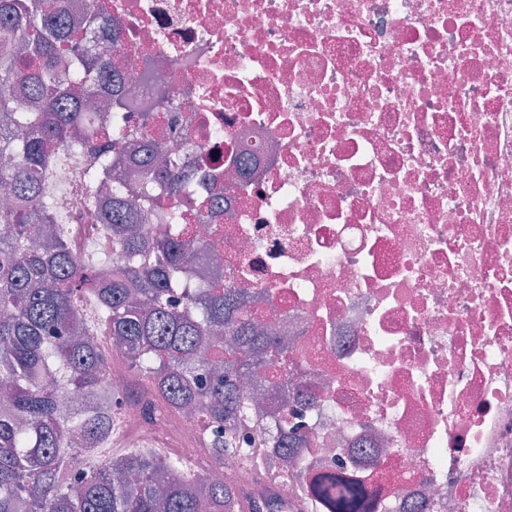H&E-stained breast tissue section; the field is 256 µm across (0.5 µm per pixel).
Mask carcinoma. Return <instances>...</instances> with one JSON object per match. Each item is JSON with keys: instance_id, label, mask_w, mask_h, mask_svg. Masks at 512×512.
I'll return each mask as SVG.
<instances>
[{"instance_id": "obj_1", "label": "carcinoma", "mask_w": 512, "mask_h": 512, "mask_svg": "<svg viewBox=\"0 0 512 512\" xmlns=\"http://www.w3.org/2000/svg\"><path fill=\"white\" fill-rule=\"evenodd\" d=\"M120 27L98 12L74 15L65 0H0V512H259L230 485L210 484L177 455L105 447L120 392L101 385L107 335L146 395L171 413L193 408L205 422L202 440L215 460L239 457L272 469L271 454L244 448L239 426L254 401L241 385L286 391L303 387L288 371L287 349L273 328H259L234 288L184 284L187 265L214 244L189 233L176 211L142 209L147 196L127 184L112 149L149 142L142 159L146 185L182 190L183 172L168 154L157 118L128 128L112 123L102 84L116 67ZM108 115L93 129L88 105ZM61 151L82 164L84 202L109 195L104 213L112 249L74 253L50 181ZM211 358L199 359L202 348ZM301 443L285 430L266 444L292 458ZM86 469L71 465L75 453ZM331 512H361L363 484L342 475L317 477Z\"/></svg>"}]
</instances>
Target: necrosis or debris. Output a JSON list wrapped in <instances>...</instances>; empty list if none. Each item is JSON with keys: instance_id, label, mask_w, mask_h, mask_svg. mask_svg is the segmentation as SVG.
I'll return each mask as SVG.
<instances>
[{"instance_id": "obj_1", "label": "necrosis or debris", "mask_w": 512, "mask_h": 512, "mask_svg": "<svg viewBox=\"0 0 512 512\" xmlns=\"http://www.w3.org/2000/svg\"><path fill=\"white\" fill-rule=\"evenodd\" d=\"M122 29L124 118L163 116L183 211L220 280L294 336L316 408L304 455L374 494L367 512H512V0H69ZM75 252L112 241L77 167L53 170ZM115 426L275 512L283 485L153 403Z\"/></svg>"}]
</instances>
